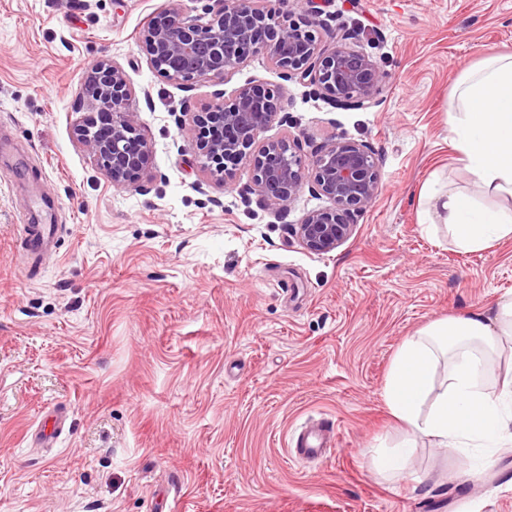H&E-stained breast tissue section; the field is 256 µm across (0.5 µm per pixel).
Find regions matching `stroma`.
<instances>
[{"label": "stroma", "instance_id": "35a3bbf8", "mask_svg": "<svg viewBox=\"0 0 512 512\" xmlns=\"http://www.w3.org/2000/svg\"><path fill=\"white\" fill-rule=\"evenodd\" d=\"M169 6L0 0V512H512V452L478 469L426 443L398 481L374 462L400 433L383 392L403 340L512 292V239L460 251L420 198L435 172L477 191L448 146L450 92L512 51V0H329L322 41L354 32L388 75L365 110L261 54L224 83L162 78L139 35ZM100 60L126 72L151 149L125 187L73 134ZM249 82L284 88L265 138L379 158L377 199L333 252L295 235L326 204L310 186L277 213L246 196L248 165L223 182L196 162L195 112ZM36 224L59 232L33 266ZM54 411L60 440L38 447ZM320 419L337 445L295 461L293 434Z\"/></svg>", "mask_w": 512, "mask_h": 512}]
</instances>
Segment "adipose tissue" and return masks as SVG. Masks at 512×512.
Returning <instances> with one entry per match:
<instances>
[{"mask_svg": "<svg viewBox=\"0 0 512 512\" xmlns=\"http://www.w3.org/2000/svg\"><path fill=\"white\" fill-rule=\"evenodd\" d=\"M449 142L474 183L504 206L426 182L432 205L454 245L465 252L512 238V53L487 56L458 79L448 110ZM512 341V296L492 307L429 323L403 341L384 387V400L405 437L381 454L383 471L400 474L419 442L481 456L512 447V376L494 378L493 357Z\"/></svg>", "mask_w": 512, "mask_h": 512, "instance_id": "adipose-tissue-1", "label": "adipose tissue"}]
</instances>
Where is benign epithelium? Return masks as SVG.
I'll return each instance as SVG.
<instances>
[{"instance_id": "7a95c632", "label": "benign epithelium", "mask_w": 512, "mask_h": 512, "mask_svg": "<svg viewBox=\"0 0 512 512\" xmlns=\"http://www.w3.org/2000/svg\"><path fill=\"white\" fill-rule=\"evenodd\" d=\"M210 18H191L172 0L171 7L144 29L140 47L160 76L188 84L226 81L249 57L263 54L288 81L313 87V93L340 109H367L380 101L387 74L369 55L356 49L348 31L321 45V0L297 17L272 0H213ZM85 93L107 124L88 121L74 128L76 140L106 167L112 184L124 186L145 170L149 147L130 109L132 89L125 71L97 62ZM283 89L247 83L230 98L220 96L194 115L201 167L229 179L236 166L251 167L256 194L271 210L288 207L306 179L329 206L306 213L295 235L308 252L334 251L352 234L354 218L370 207L379 189V160L366 144L334 137L306 157L284 140L260 139L282 115Z\"/></svg>"}]
</instances>
